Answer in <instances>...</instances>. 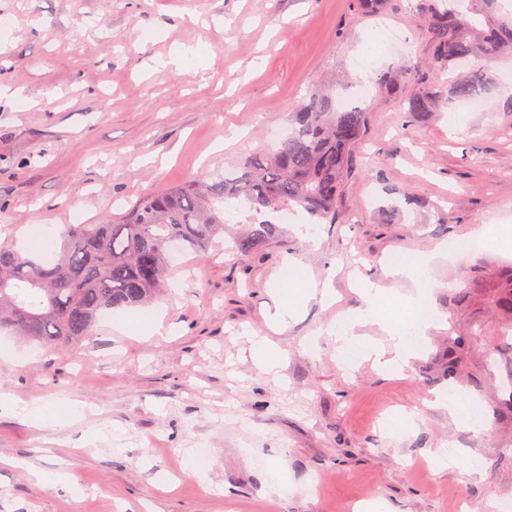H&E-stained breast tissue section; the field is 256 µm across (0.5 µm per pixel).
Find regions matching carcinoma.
I'll list each match as a JSON object with an SVG mask.
<instances>
[{
    "instance_id": "obj_1",
    "label": "carcinoma",
    "mask_w": 512,
    "mask_h": 512,
    "mask_svg": "<svg viewBox=\"0 0 512 512\" xmlns=\"http://www.w3.org/2000/svg\"><path fill=\"white\" fill-rule=\"evenodd\" d=\"M354 18L393 9L398 0H351ZM497 0H416L413 20L426 28L432 48L426 69L406 74L420 86L407 99V111L426 116L447 98L463 99L480 90L482 76L445 82L472 58L489 61L512 52V16L496 14ZM291 131L272 150L246 157L241 174H201L189 182L147 195L125 212L121 222L72 224L59 249L32 254L7 240L0 243V333L25 343L72 344L92 335L99 316L145 306L166 288L171 247L204 253L224 236L231 205L264 214L299 207L312 220L336 217L353 158L367 138L368 112L341 108L336 81L315 89L289 113ZM279 232L263 220L236 238L241 253L257 250ZM495 282L490 305L512 319V270L484 269ZM469 336L448 329L446 377H457ZM497 419L512 423V390L493 407Z\"/></svg>"
}]
</instances>
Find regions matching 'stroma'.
<instances>
[{
  "label": "stroma",
  "instance_id": "1",
  "mask_svg": "<svg viewBox=\"0 0 512 512\" xmlns=\"http://www.w3.org/2000/svg\"><path fill=\"white\" fill-rule=\"evenodd\" d=\"M407 4L359 21L350 0H0L1 239L39 247V232L118 221L141 196L203 172H237L288 129V114L327 77L369 114L357 168L332 224L307 241L293 224L250 254H207L173 266L149 306L103 314L80 343L25 344L0 360V393L43 405L52 426L0 415V512H496L512 499V426L491 407L512 377V355L488 363L502 327L481 264L512 252L433 257L436 245L512 225V55L474 63L484 108L458 100L409 115L380 74L425 60L430 46ZM400 30L404 50H373L377 28ZM395 208L388 224L379 210ZM428 258V286L388 274L387 258ZM327 284L281 331L268 320L285 267ZM422 295L436 322L400 375L369 361L345 368L327 328L365 305L357 281ZM470 294L456 305L458 291ZM164 320L163 335L123 334L116 322ZM480 324L456 392L476 401L481 429L434 407L448 379L437 365L448 327ZM283 351L278 373L255 366L249 339ZM66 398L82 414L58 409ZM412 428L373 424L382 410ZM479 458L480 473L440 463L447 445ZM202 464L194 473L187 455ZM69 481L36 482L30 468ZM285 493H278L277 485Z\"/></svg>",
  "mask_w": 512,
  "mask_h": 512
}]
</instances>
